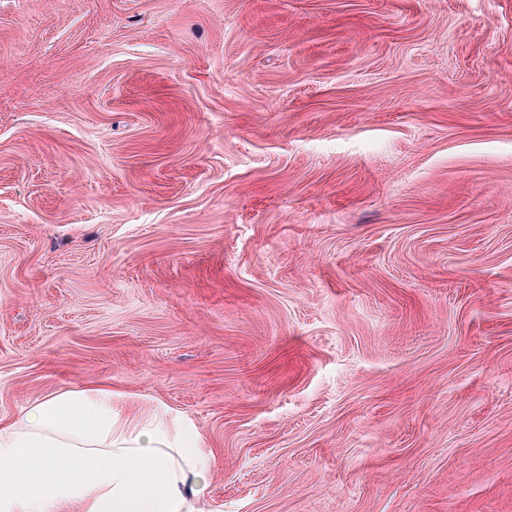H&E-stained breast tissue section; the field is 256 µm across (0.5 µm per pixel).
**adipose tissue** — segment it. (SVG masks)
<instances>
[{
    "instance_id": "obj_1",
    "label": "adipose tissue",
    "mask_w": 512,
    "mask_h": 512,
    "mask_svg": "<svg viewBox=\"0 0 512 512\" xmlns=\"http://www.w3.org/2000/svg\"><path fill=\"white\" fill-rule=\"evenodd\" d=\"M200 475L165 419L70 389L0 424V512H202Z\"/></svg>"
}]
</instances>
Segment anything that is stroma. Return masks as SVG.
<instances>
[{
  "instance_id": "35a3bbf8",
  "label": "stroma",
  "mask_w": 512,
  "mask_h": 512,
  "mask_svg": "<svg viewBox=\"0 0 512 512\" xmlns=\"http://www.w3.org/2000/svg\"><path fill=\"white\" fill-rule=\"evenodd\" d=\"M78 387L203 512H512V0H0V419Z\"/></svg>"
}]
</instances>
